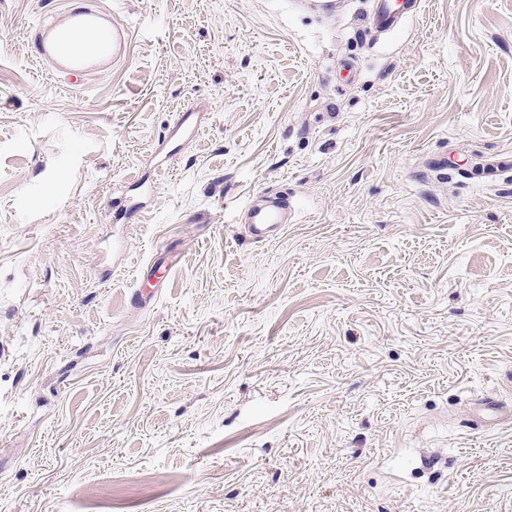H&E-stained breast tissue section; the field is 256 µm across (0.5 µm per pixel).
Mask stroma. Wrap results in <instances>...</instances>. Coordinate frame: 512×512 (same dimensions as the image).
Returning a JSON list of instances; mask_svg holds the SVG:
<instances>
[{
	"label": "stroma",
	"instance_id": "stroma-1",
	"mask_svg": "<svg viewBox=\"0 0 512 512\" xmlns=\"http://www.w3.org/2000/svg\"><path fill=\"white\" fill-rule=\"evenodd\" d=\"M101 2L144 32L75 86L32 61L58 0H0V512H512V427L462 428L512 399V0L395 38L367 0ZM265 188L296 222L255 243ZM175 263L171 261L167 265L153 264L149 266H142L137 268L135 271L136 287L133 290L131 301L135 304H143L147 301H151L154 296L158 293V290L147 288V281L151 276H155L156 279L162 281V284L167 280L171 270L174 268ZM145 270H148L147 276H143ZM496 418L512 424V403L498 395H485L475 402L472 417L467 424L474 430L487 428V419Z\"/></svg>",
	"mask_w": 512,
	"mask_h": 512
}]
</instances>
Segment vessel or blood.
I'll return each instance as SVG.
<instances>
[{"label":"vessel or blood","instance_id":"b4317fda","mask_svg":"<svg viewBox=\"0 0 512 512\" xmlns=\"http://www.w3.org/2000/svg\"><path fill=\"white\" fill-rule=\"evenodd\" d=\"M421 14V0H369L366 30L374 35L392 36ZM136 27L118 19L110 9L90 0H64L54 19H41L31 28L32 57L53 75L80 81L116 67L129 57ZM245 231L257 243L277 238L286 225L294 223L296 210L288 196L266 191L254 192L243 204ZM171 265L154 264L136 269V286L131 299L143 304L155 296L148 288V276L167 280ZM512 424V401L497 395L476 400L468 421L472 429L487 427L489 419Z\"/></svg>","mask_w":512,"mask_h":512}]
</instances>
